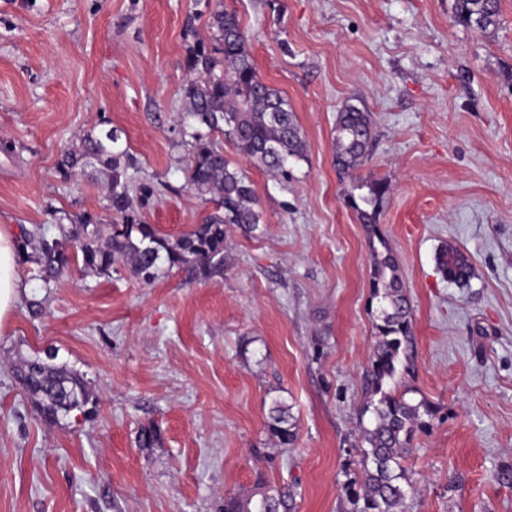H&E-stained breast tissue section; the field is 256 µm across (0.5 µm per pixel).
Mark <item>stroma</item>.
<instances>
[{
  "label": "stroma",
  "instance_id": "1",
  "mask_svg": "<svg viewBox=\"0 0 512 512\" xmlns=\"http://www.w3.org/2000/svg\"><path fill=\"white\" fill-rule=\"evenodd\" d=\"M454 0H224L263 79L285 95L306 160L285 183L224 154L263 224L232 228L223 274L127 267L39 277L0 330V512H224L257 483L281 512H351L358 419L376 343L366 233L341 197L336 118L371 112L361 175L388 179L379 216L414 308V373L439 408L406 462V512H512V0L500 23H458ZM195 0H0V225L108 224L103 170L65 182L63 148L121 130L143 218L166 235L212 211L189 189L180 129L186 58L214 33ZM452 246L469 287L437 266ZM41 302L32 316L26 302ZM52 352L91 402L45 422L17 377ZM288 405L291 444L267 429ZM159 441L141 447L145 428Z\"/></svg>",
  "mask_w": 512,
  "mask_h": 512
}]
</instances>
